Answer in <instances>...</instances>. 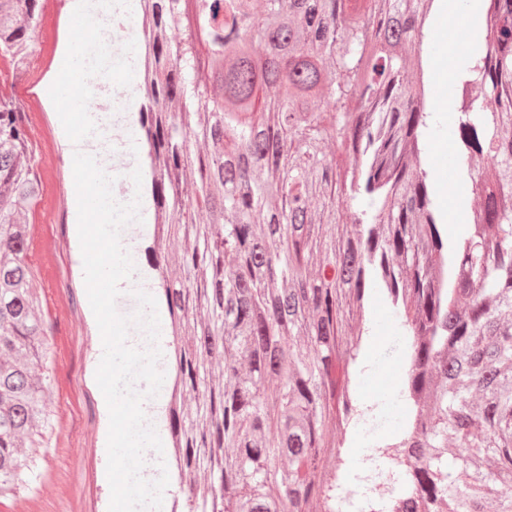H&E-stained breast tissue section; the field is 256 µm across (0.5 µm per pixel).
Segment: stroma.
Segmentation results:
<instances>
[{"label":"stroma","instance_id":"obj_1","mask_svg":"<svg viewBox=\"0 0 512 512\" xmlns=\"http://www.w3.org/2000/svg\"><path fill=\"white\" fill-rule=\"evenodd\" d=\"M469 22L471 45L482 43L484 31L470 12V0H452L451 12L434 17L433 35L425 39L421 54L429 56L447 52L448 46L437 39V32L447 30L449 21ZM36 77L0 75V91L19 98L34 96L35 112L41 115L40 126H28L27 137L38 142L43 151L53 154L56 162L45 169L44 186L56 187V195L41 196V205L33 209L29 226V258L38 271L34 282L40 296L43 318L49 327L47 336L48 392L46 407L51 433L39 461L27 472L28 490L20 497L0 502V512H108L110 486L102 478L107 459L99 447L98 402L102 393L90 384L88 356L97 341L89 326L86 310L87 293L75 282L76 260L70 235L69 199L75 190L73 164L68 150L56 137L58 114L49 97L48 78L56 77L60 60L46 61L34 56ZM426 90L440 116L435 119L434 138L446 152L425 165L434 175L435 205L440 214L460 215L470 220L469 180L452 165L455 151L454 124L442 119L454 96L451 85L442 77L426 75ZM140 79L130 86L119 87L107 77L96 75L89 85L93 97L88 111L101 129L110 130L112 120L136 102ZM369 326L377 336L374 344L362 347V366L352 381L360 403L369 406L365 428L352 431L347 445L357 447V454L346 457L348 483L357 501L376 496L379 485L396 492L384 463L383 451L396 441L403 429L402 407L393 398L406 373L407 358L391 308L381 295H374L366 312Z\"/></svg>","mask_w":512,"mask_h":512}]
</instances>
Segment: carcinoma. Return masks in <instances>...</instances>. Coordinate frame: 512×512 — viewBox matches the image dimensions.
<instances>
[{"label":"carcinoma","instance_id":"1","mask_svg":"<svg viewBox=\"0 0 512 512\" xmlns=\"http://www.w3.org/2000/svg\"><path fill=\"white\" fill-rule=\"evenodd\" d=\"M142 2L139 122L162 218L144 259L174 336L172 512H343L342 448L360 416L350 376L375 293L406 331L413 422L387 451L402 458L400 492L361 512H512V0H489L484 43L453 82L455 165L475 204L457 241L422 167L409 82L429 0H267L263 15L254 0ZM40 21L41 0H0V59L17 73ZM484 157L492 189L471 175ZM41 192L23 108L0 94V499L27 489L44 437L48 327L27 231ZM167 238L183 242L178 278Z\"/></svg>","mask_w":512,"mask_h":512}]
</instances>
